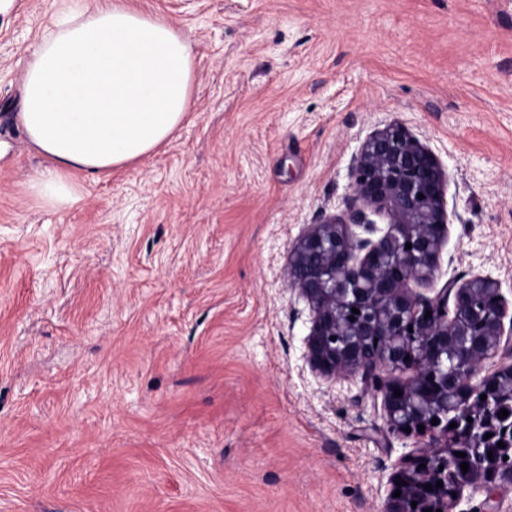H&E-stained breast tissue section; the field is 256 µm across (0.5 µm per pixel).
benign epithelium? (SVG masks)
I'll use <instances>...</instances> for the list:
<instances>
[{
  "mask_svg": "<svg viewBox=\"0 0 512 512\" xmlns=\"http://www.w3.org/2000/svg\"><path fill=\"white\" fill-rule=\"evenodd\" d=\"M351 177L346 217L311 225L285 268L312 313L307 360L325 377L372 382L389 429L421 444L392 477L383 512H457L466 490L512 486V462L503 460L512 437L489 416V399L512 397V362L485 371L502 349L512 350L504 337V321L512 331L508 303L488 276L451 277L433 297L420 291L448 234V174L406 126L393 122L370 136ZM373 215L387 228H377ZM397 371L410 377H391ZM450 410L481 425L480 436L463 422L450 427ZM458 452L469 461L466 472Z\"/></svg>",
  "mask_w": 512,
  "mask_h": 512,
  "instance_id": "benign-epithelium-1",
  "label": "benign epithelium"
}]
</instances>
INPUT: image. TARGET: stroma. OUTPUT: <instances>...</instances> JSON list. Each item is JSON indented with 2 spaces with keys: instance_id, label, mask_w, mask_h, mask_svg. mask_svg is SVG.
I'll use <instances>...</instances> for the list:
<instances>
[{
  "instance_id": "35a3bbf8",
  "label": "stroma",
  "mask_w": 512,
  "mask_h": 512,
  "mask_svg": "<svg viewBox=\"0 0 512 512\" xmlns=\"http://www.w3.org/2000/svg\"><path fill=\"white\" fill-rule=\"evenodd\" d=\"M136 4L190 30L193 110L62 211L8 118L61 0L0 13V512H382L419 446L311 368L283 268L398 121L448 173L427 296L480 274L512 302V0Z\"/></svg>"
}]
</instances>
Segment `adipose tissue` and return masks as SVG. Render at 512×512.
Returning a JSON list of instances; mask_svg holds the SVG:
<instances>
[{
    "label": "adipose tissue",
    "instance_id": "adipose-tissue-1",
    "mask_svg": "<svg viewBox=\"0 0 512 512\" xmlns=\"http://www.w3.org/2000/svg\"><path fill=\"white\" fill-rule=\"evenodd\" d=\"M189 32L129 0H64L29 51L16 121L47 164L25 185L66 209L83 179L135 164L174 138L192 110Z\"/></svg>",
    "mask_w": 512,
    "mask_h": 512
}]
</instances>
